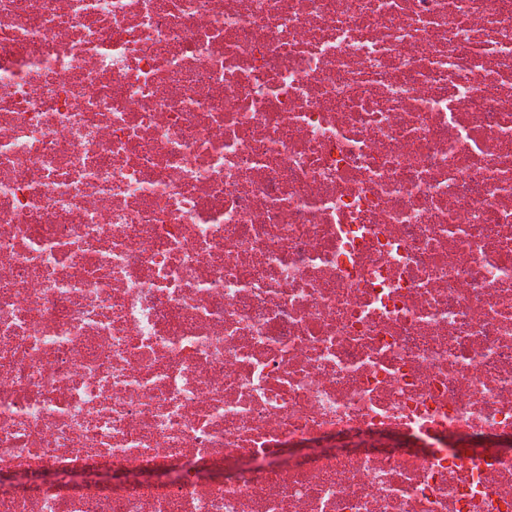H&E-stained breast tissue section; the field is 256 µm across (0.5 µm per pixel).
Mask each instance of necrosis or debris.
Masks as SVG:
<instances>
[{
  "instance_id": "1",
  "label": "necrosis or debris",
  "mask_w": 512,
  "mask_h": 512,
  "mask_svg": "<svg viewBox=\"0 0 512 512\" xmlns=\"http://www.w3.org/2000/svg\"><path fill=\"white\" fill-rule=\"evenodd\" d=\"M0 512H512V0H0Z\"/></svg>"
}]
</instances>
